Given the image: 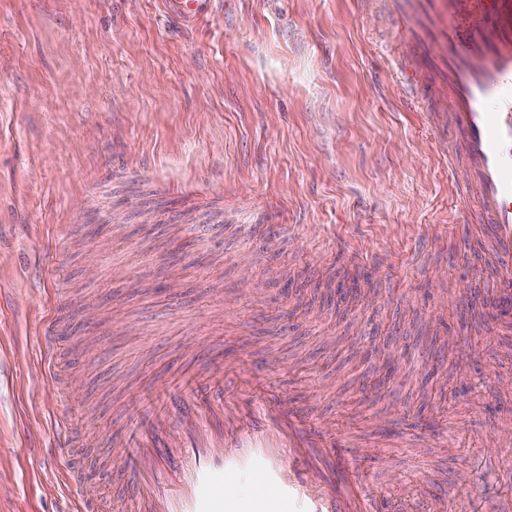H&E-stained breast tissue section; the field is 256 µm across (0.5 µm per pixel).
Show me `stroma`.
Masks as SVG:
<instances>
[{
  "mask_svg": "<svg viewBox=\"0 0 512 512\" xmlns=\"http://www.w3.org/2000/svg\"><path fill=\"white\" fill-rule=\"evenodd\" d=\"M215 2L186 23L164 0H0V512H75L64 460L41 453L65 401L74 456L122 512L110 437L219 360L263 366L345 436L368 494L407 484L448 512L512 428V329L464 298L495 281L488 242L457 222L446 149L379 57L389 23L356 0ZM54 309L94 341L58 391ZM58 326V317L48 319L44 322L40 333L41 347L50 377L56 376V355L65 342V336H62Z\"/></svg>",
  "mask_w": 512,
  "mask_h": 512,
  "instance_id": "1",
  "label": "stroma"
}]
</instances>
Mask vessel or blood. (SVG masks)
Listing matches in <instances>:
<instances>
[{
	"label": "vessel or blood",
	"mask_w": 512,
	"mask_h": 512,
	"mask_svg": "<svg viewBox=\"0 0 512 512\" xmlns=\"http://www.w3.org/2000/svg\"><path fill=\"white\" fill-rule=\"evenodd\" d=\"M178 18L204 17L214 0H165ZM390 25L380 53L403 80L405 104L434 112L446 135L456 212L481 225L500 276L472 299L492 312L512 311V0H361ZM41 347L48 369L65 338L58 319L44 322ZM253 371L239 379L203 380L174 391L165 410L143 413L113 460L130 512H399L392 501L347 485L336 461L345 438L302 420L279 392L260 390ZM71 409L56 414L52 446L69 457ZM476 502L451 512H512L497 491L512 475V449H496Z\"/></svg>",
	"instance_id": "1"
}]
</instances>
